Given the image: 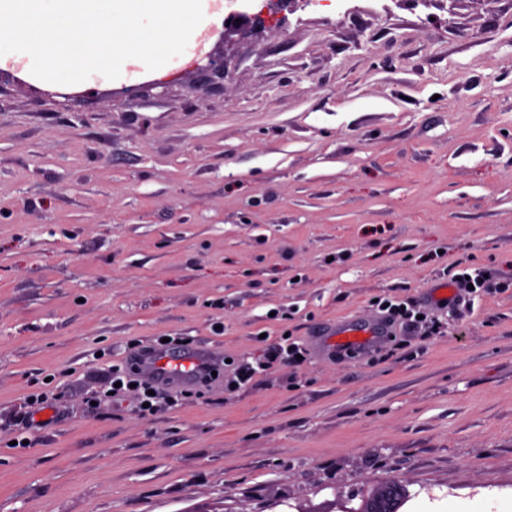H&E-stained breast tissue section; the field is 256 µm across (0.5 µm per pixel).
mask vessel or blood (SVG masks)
Segmentation results:
<instances>
[{
	"mask_svg": "<svg viewBox=\"0 0 512 512\" xmlns=\"http://www.w3.org/2000/svg\"><path fill=\"white\" fill-rule=\"evenodd\" d=\"M390 326L384 321H374L364 328L342 326L337 329L336 345L343 351L374 343L379 337L389 335ZM222 351L198 349L180 359H172L161 353H141L133 361L146 380L163 385L191 386L210 370L223 362Z\"/></svg>",
	"mask_w": 512,
	"mask_h": 512,
	"instance_id": "1",
	"label": "vessel or blood"
}]
</instances>
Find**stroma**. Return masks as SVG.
<instances>
[{
    "mask_svg": "<svg viewBox=\"0 0 512 512\" xmlns=\"http://www.w3.org/2000/svg\"><path fill=\"white\" fill-rule=\"evenodd\" d=\"M255 2L211 0L163 87L130 59L66 99L0 59V512H277L393 477L409 512H512V288L432 297L460 262L512 276V0H326L225 36ZM389 294L442 334L316 347ZM285 332L304 360L249 387L148 418L107 395L161 337L253 363Z\"/></svg>",
    "mask_w": 512,
    "mask_h": 512,
    "instance_id": "35a3bbf8",
    "label": "stroma"
}]
</instances>
